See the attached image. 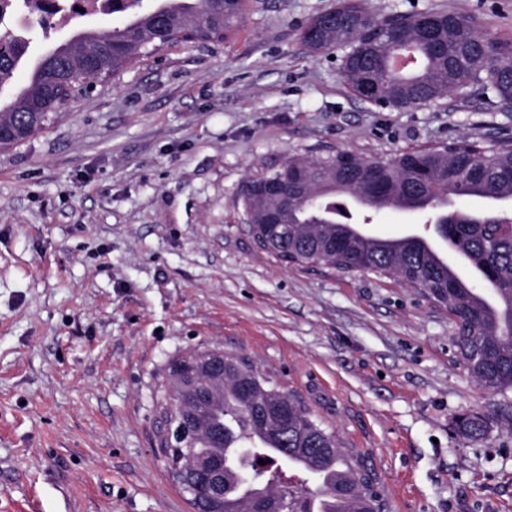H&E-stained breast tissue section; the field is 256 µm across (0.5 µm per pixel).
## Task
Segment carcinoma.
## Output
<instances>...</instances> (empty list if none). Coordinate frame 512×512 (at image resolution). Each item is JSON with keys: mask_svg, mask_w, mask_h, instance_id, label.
<instances>
[{"mask_svg": "<svg viewBox=\"0 0 512 512\" xmlns=\"http://www.w3.org/2000/svg\"><path fill=\"white\" fill-rule=\"evenodd\" d=\"M42 0H0V148L44 129L81 80L124 69L151 50L178 39L222 40L239 23L245 0H112V12L128 14V28L104 30L81 24L64 39L30 36L6 24L7 14L38 10ZM419 14L380 19L360 0H337L313 17L301 35L307 48L345 50L341 69L347 89L380 107L418 108L467 85L486 81L500 99L512 98V48L479 31L465 16L437 13L436 35L422 34ZM413 50L417 64L389 68L392 54ZM30 69L16 87V73ZM288 167V204L278 224L263 217L273 202L257 187ZM401 202L431 229L429 235L380 238L362 230L372 221L363 205ZM463 201L477 202L465 208ZM249 220L271 253L296 264L338 271L386 272L421 290L453 315L458 361L481 387L512 389V140L482 150L477 142L448 148L410 149L382 159L349 151L309 159L290 157L252 180L244 199ZM471 272L462 277L445 250ZM205 430L192 444L224 460V512H384L377 479L336 435L314 420L302 402L286 395L240 358L224 357V399L207 408ZM493 417L461 414L454 431L484 439ZM250 451L253 481L244 484L243 450ZM264 460L261 465L258 460Z\"/></svg>", "mask_w": 512, "mask_h": 512, "instance_id": "carcinoma-1", "label": "carcinoma"}]
</instances>
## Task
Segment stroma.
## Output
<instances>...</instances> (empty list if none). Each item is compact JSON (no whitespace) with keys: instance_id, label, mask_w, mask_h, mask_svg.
I'll use <instances>...</instances> for the list:
<instances>
[{"instance_id":"obj_1","label":"stroma","mask_w":512,"mask_h":512,"mask_svg":"<svg viewBox=\"0 0 512 512\" xmlns=\"http://www.w3.org/2000/svg\"><path fill=\"white\" fill-rule=\"evenodd\" d=\"M335 0H247L236 34L77 84L0 149V512H192L156 446L173 358H245L372 468L388 512H512V390L455 357L446 309L391 276L259 249L243 190L294 155L512 135L485 82L419 108L350 94L301 28ZM470 17L512 0H363ZM492 413L479 442L453 422Z\"/></svg>"}]
</instances>
